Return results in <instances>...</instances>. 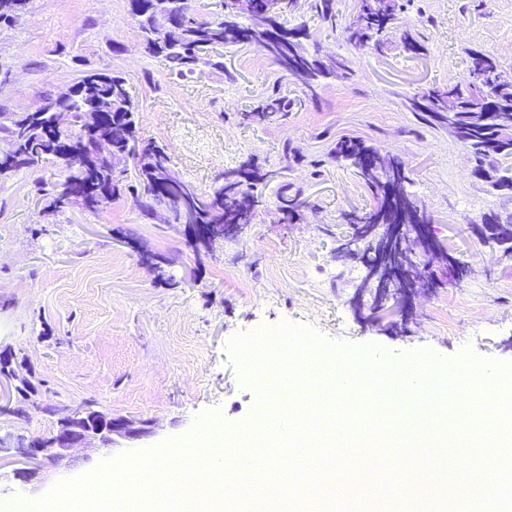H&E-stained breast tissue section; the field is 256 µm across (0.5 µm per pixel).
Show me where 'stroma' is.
<instances>
[{"mask_svg": "<svg viewBox=\"0 0 512 512\" xmlns=\"http://www.w3.org/2000/svg\"><path fill=\"white\" fill-rule=\"evenodd\" d=\"M333 5L332 27L306 7L288 16L307 24L322 55L344 57L352 70L325 80L313 97L250 45L224 47L223 70L171 76L163 57L145 52L127 0H30L0 32V113L34 111L84 72H118L138 107L141 137L166 145L174 174L197 192L251 157L269 173L255 222L197 250L182 225L146 216L129 197L93 211L47 210L45 189L65 176L54 159L0 178V354L22 363L36 397L154 425L141 441L74 449L69 463L48 468L26 491L0 469L1 498L42 496L102 460L183 436L202 413L244 424L256 397L227 351L240 333L287 324L395 356L426 349L453 358L467 347L512 363V259L477 230L486 214L512 217V194L472 177L467 150L407 107L424 89L461 80L472 49L512 76V0H404L399 26L423 44L418 56L394 44L380 53L353 49L342 30L357 0ZM277 82L293 101L287 118L239 125L237 112ZM345 136L401 157L434 237L470 268L460 286L440 269L443 287L417 297L397 322H371L349 303L363 270L337 251L342 215L374 198L348 163L327 158ZM289 147L304 162L288 163ZM287 188L308 202L295 224L278 213ZM144 251L167 260L175 285L143 264Z\"/></svg>", "mask_w": 512, "mask_h": 512, "instance_id": "stroma-1", "label": "stroma"}]
</instances>
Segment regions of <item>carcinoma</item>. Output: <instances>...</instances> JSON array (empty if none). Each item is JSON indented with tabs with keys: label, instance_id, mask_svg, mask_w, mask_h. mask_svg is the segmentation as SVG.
Instances as JSON below:
<instances>
[{
	"label": "carcinoma",
	"instance_id": "1",
	"mask_svg": "<svg viewBox=\"0 0 512 512\" xmlns=\"http://www.w3.org/2000/svg\"><path fill=\"white\" fill-rule=\"evenodd\" d=\"M193 0H128V11L140 29L144 49L153 55H162L168 62L170 74L178 77L192 75L205 65L224 69L220 49L228 44L253 45L269 57L278 69L295 84L310 91L324 80L347 70L343 58L329 62L319 51L310 52L304 41L311 37L305 24L288 26L282 12L275 13L265 28L244 25L245 14L258 16L266 11L268 0H223L222 14L213 19L198 17ZM28 0H0V19L22 16ZM404 4L401 0H358L353 22L344 28L346 42L358 50H382L396 31V21ZM309 8L324 23L335 22L332 0H311ZM167 14L173 17L179 31L168 41L157 31V18ZM498 61L481 51L470 52L467 76L446 88L428 89L411 99L410 109L424 122L445 128L471 154L474 166L471 175L496 191H512V83L500 82ZM95 103L108 104L102 136L105 141L124 152L126 143L137 141L138 109L125 77L118 73L87 72L74 84L71 100L57 106L45 105L35 112L0 113V175L17 172L43 160L37 147L48 137L56 140L50 157L58 160L67 171L66 181L51 193L47 209L59 212L72 205L96 209L101 195L118 199L148 189V200L143 203L146 215L152 216L157 206L167 205L171 222L179 217V203L170 198L163 184L165 171L171 165L167 148L155 141H143L141 146L152 161L138 168L135 181H129L127 169L118 167L119 159L100 156L97 144L82 139L81 127L85 111ZM291 108V100L277 84L271 87L257 109L238 113L239 122L249 125L255 120L276 121ZM380 150L353 137L338 139L330 151L333 159L347 160L377 200L374 207L362 213L344 215L346 224H428L426 210L408 190L411 179L408 172H396L395 182L382 181L372 170V162ZM91 160L96 169L86 175L75 193L66 192L68 180L77 178L81 165ZM266 173L253 160L224 172L223 183L209 194L200 195L188 186L189 197L198 215L203 233L198 235L206 246L221 238L223 224H251L254 222L260 199L258 185ZM397 201L395 207L384 211L388 194ZM283 220L292 223L299 219L303 201L299 195L280 196ZM485 223L499 224L503 251L512 249V217L508 223H499V216L488 214ZM398 252L384 257V266L392 274L397 289L411 291L423 279H432V273L422 277L420 270L401 269Z\"/></svg>",
	"mask_w": 512,
	"mask_h": 512
}]
</instances>
